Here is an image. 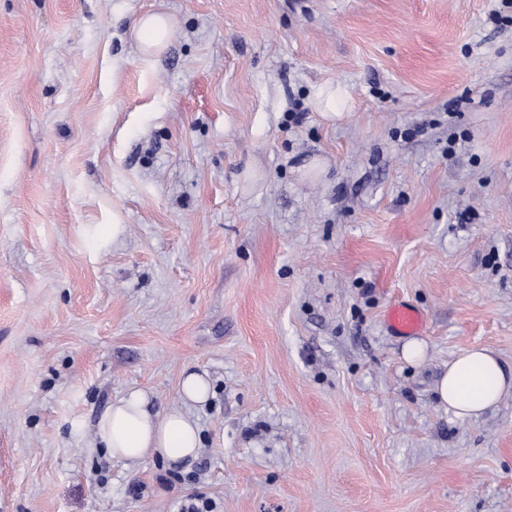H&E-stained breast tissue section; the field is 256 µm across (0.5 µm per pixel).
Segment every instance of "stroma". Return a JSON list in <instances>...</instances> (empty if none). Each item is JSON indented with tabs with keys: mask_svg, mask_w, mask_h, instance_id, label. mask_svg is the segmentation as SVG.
<instances>
[{
	"mask_svg": "<svg viewBox=\"0 0 512 512\" xmlns=\"http://www.w3.org/2000/svg\"><path fill=\"white\" fill-rule=\"evenodd\" d=\"M501 7L0 0V512H512V392L466 422L435 392L473 346L512 371ZM187 370L195 457L96 446L128 390L181 407ZM134 32L142 51L160 53L169 41L171 23L161 14L145 13L137 19ZM350 99V93L344 86L327 84L318 90L312 106L315 111L321 112L330 118L335 116L338 119L344 113L342 111ZM423 326V315L415 307L405 303H394L387 315V327L392 334L407 336L418 333ZM210 394V381L206 373L188 372L182 379L180 395L184 405L203 404Z\"/></svg>",
	"mask_w": 512,
	"mask_h": 512,
	"instance_id": "obj_1",
	"label": "stroma"
}]
</instances>
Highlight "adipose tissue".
I'll return each mask as SVG.
<instances>
[{"instance_id":"1","label":"adipose tissue","mask_w":512,"mask_h":512,"mask_svg":"<svg viewBox=\"0 0 512 512\" xmlns=\"http://www.w3.org/2000/svg\"><path fill=\"white\" fill-rule=\"evenodd\" d=\"M509 391L512 373H505L497 355L485 347H472L456 355L436 385L440 402L461 420L481 416ZM209 394L207 375L195 371L182 379L183 406L179 409L155 412L144 391H130L101 414L96 439L112 459L128 464L154 456L175 462L195 456L200 447L199 426L184 408L204 403Z\"/></svg>"}]
</instances>
